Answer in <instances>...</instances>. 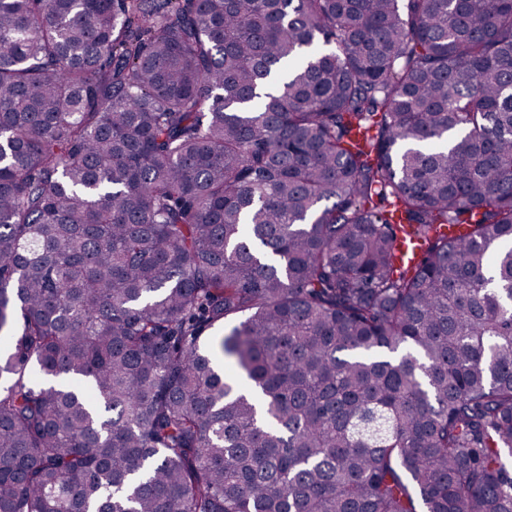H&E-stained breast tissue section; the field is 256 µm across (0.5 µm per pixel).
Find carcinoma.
Returning a JSON list of instances; mask_svg holds the SVG:
<instances>
[{"instance_id":"obj_1","label":"carcinoma","mask_w":512,"mask_h":512,"mask_svg":"<svg viewBox=\"0 0 512 512\" xmlns=\"http://www.w3.org/2000/svg\"><path fill=\"white\" fill-rule=\"evenodd\" d=\"M3 330L0 512H512V0H0Z\"/></svg>"}]
</instances>
